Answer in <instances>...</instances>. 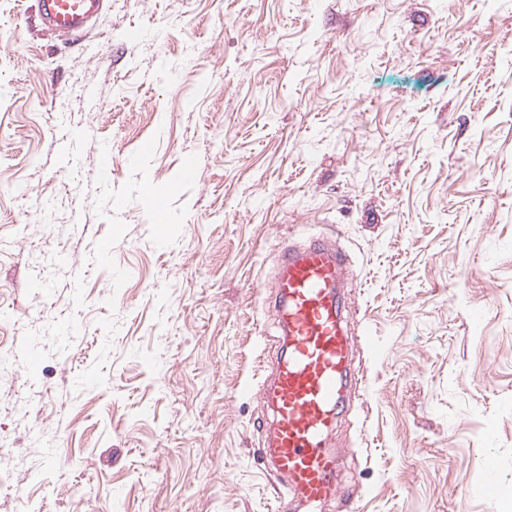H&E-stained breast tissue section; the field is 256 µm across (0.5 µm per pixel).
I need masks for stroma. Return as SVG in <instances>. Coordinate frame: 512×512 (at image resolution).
Instances as JSON below:
<instances>
[{
  "instance_id": "1",
  "label": "stroma",
  "mask_w": 512,
  "mask_h": 512,
  "mask_svg": "<svg viewBox=\"0 0 512 512\" xmlns=\"http://www.w3.org/2000/svg\"><path fill=\"white\" fill-rule=\"evenodd\" d=\"M30 4L0 0L29 512H275L256 363L314 236L350 257L365 366L324 512H512V0H108L71 39Z\"/></svg>"
}]
</instances>
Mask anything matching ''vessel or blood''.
Masks as SVG:
<instances>
[{
	"label": "vessel or blood",
	"instance_id": "1",
	"mask_svg": "<svg viewBox=\"0 0 512 512\" xmlns=\"http://www.w3.org/2000/svg\"><path fill=\"white\" fill-rule=\"evenodd\" d=\"M105 0H35L42 29L80 34L103 11ZM345 254L321 238L284 249L268 306L282 340L264 398L273 421L261 454L284 480V494L299 512H321L339 495V459L329 439L346 392L363 378L350 368L358 342L345 326L340 288Z\"/></svg>",
	"mask_w": 512,
	"mask_h": 512
}]
</instances>
